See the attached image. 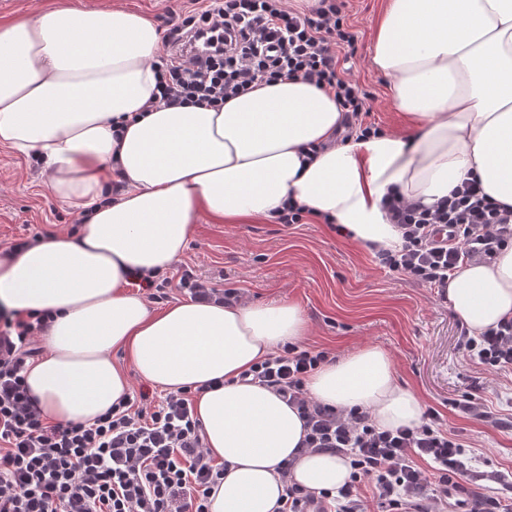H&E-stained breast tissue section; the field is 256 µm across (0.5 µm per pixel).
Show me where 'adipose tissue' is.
I'll return each instance as SVG.
<instances>
[{
    "label": "adipose tissue",
    "mask_w": 512,
    "mask_h": 512,
    "mask_svg": "<svg viewBox=\"0 0 512 512\" xmlns=\"http://www.w3.org/2000/svg\"><path fill=\"white\" fill-rule=\"evenodd\" d=\"M160 53L153 22L124 8H57L0 26V145L38 160L51 193L88 212L79 233L0 259V307L51 316L45 350L25 371L46 417L90 423L128 395L112 360L123 351L148 382L194 391L205 447L224 463L210 512H277L281 462L311 489L338 488L350 473L339 455L299 451L296 410L241 379L306 336L302 308L189 300L154 313L132 278L171 268L201 213L245 224L292 200L362 244L396 251L386 195L430 207L474 176L512 207V0H390L371 63L415 124L407 140L339 142L334 94L299 77L221 106L152 105ZM116 171L127 190L111 202ZM447 294L472 333L512 319V246L464 265ZM306 388L320 403L366 409L383 430L423 415L377 346L322 365Z\"/></svg>",
    "instance_id": "1"
}]
</instances>
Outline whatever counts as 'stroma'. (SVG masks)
<instances>
[{
  "instance_id": "stroma-1",
  "label": "stroma",
  "mask_w": 512,
  "mask_h": 512,
  "mask_svg": "<svg viewBox=\"0 0 512 512\" xmlns=\"http://www.w3.org/2000/svg\"><path fill=\"white\" fill-rule=\"evenodd\" d=\"M61 5L124 7L162 30L182 19L189 0H0V24ZM387 5L388 0H347L357 51L340 52L339 66L372 95L370 121L405 138L413 134L414 122L392 106L390 78L371 65L375 32ZM45 180L40 166L0 146V257L16 240L76 231L80 207L55 198ZM186 269L209 287L236 290L243 303H298L309 323L303 346L339 358L365 345L382 347L394 360L400 385L416 394L422 407L438 410L444 426L471 446L473 470L512 473V429L506 427L512 422V374L490 373L466 356L460 347L462 322L447 299L389 274L366 246L312 219L291 225L272 218L218 224L201 214L186 252L167 272L166 298L149 301L150 311L188 299L179 285ZM476 381L488 416L460 417L448 402L468 393Z\"/></svg>"
}]
</instances>
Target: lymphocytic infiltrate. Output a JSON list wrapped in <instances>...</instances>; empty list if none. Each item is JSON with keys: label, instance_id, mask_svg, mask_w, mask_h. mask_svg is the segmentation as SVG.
Here are the masks:
<instances>
[{"label": "lymphocytic infiltrate", "instance_id": "f902f5d3", "mask_svg": "<svg viewBox=\"0 0 512 512\" xmlns=\"http://www.w3.org/2000/svg\"><path fill=\"white\" fill-rule=\"evenodd\" d=\"M344 0H318L308 12L287 0H203L162 36L157 103L216 105L257 83L300 77L335 94L346 132L367 137L372 97L338 69L337 51L355 52L357 37ZM383 206L402 247L375 257L390 273L445 293L464 264L486 263L512 245V208L492 202L477 180L455 187L434 208L390 196ZM40 316L0 320V512H209L224 478L204 447L189 392H170L153 406L124 397L93 423H53L25 384ZM464 349L491 373H512V319L467 337ZM326 351L286 343L244 372L296 407L302 445L345 457L348 481L338 490L286 483L278 512H367L371 488L386 512H444L442 492L468 474L459 434L427 409L416 427L382 430L367 410H341L310 398L306 380L328 363Z\"/></svg>", "mask_w": 512, "mask_h": 512}]
</instances>
